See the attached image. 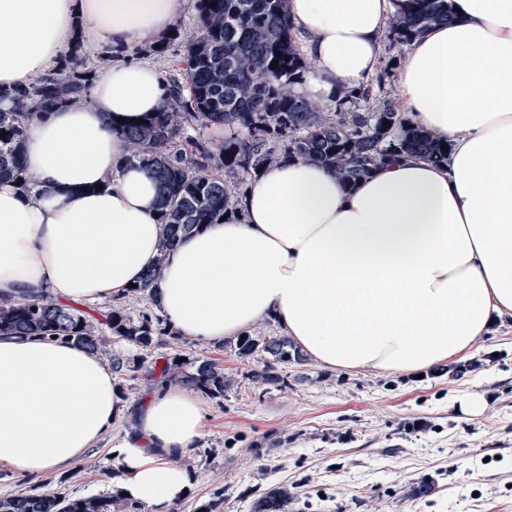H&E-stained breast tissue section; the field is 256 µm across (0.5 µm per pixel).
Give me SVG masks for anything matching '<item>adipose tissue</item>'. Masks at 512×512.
<instances>
[{"label":"adipose tissue","instance_id":"adipose-tissue-1","mask_svg":"<svg viewBox=\"0 0 512 512\" xmlns=\"http://www.w3.org/2000/svg\"><path fill=\"white\" fill-rule=\"evenodd\" d=\"M405 0H287L312 72L333 102L379 69L380 26ZM451 24L416 39L399 74L406 117L450 140L447 163L406 158L347 188L314 162L252 180L244 220L210 224L168 253L155 300L182 335L240 336L272 316L305 353L341 370L415 373L469 358L512 320V0H451ZM183 0H0V109L54 74L74 30L112 55L86 105L30 124L25 190L0 180V301L97 302L139 283L158 253L153 173L122 160L110 121L152 112L166 91L137 45L173 28ZM204 399L158 386L112 450L116 486L170 512L193 480ZM122 408L96 354L0 335V464L32 481L93 447Z\"/></svg>","mask_w":512,"mask_h":512}]
</instances>
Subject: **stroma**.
<instances>
[{
  "instance_id": "1",
  "label": "stroma",
  "mask_w": 512,
  "mask_h": 512,
  "mask_svg": "<svg viewBox=\"0 0 512 512\" xmlns=\"http://www.w3.org/2000/svg\"><path fill=\"white\" fill-rule=\"evenodd\" d=\"M185 360L215 359L234 384L207 398L204 431L184 461L196 480L171 512H200L215 491L224 512H248L249 493L287 483L297 497L288 512H512V328L479 342L473 368H445L423 377L343 371L315 360L289 366L287 390L259 394L235 354L234 341L180 337L156 348ZM480 398L479 414L461 410V397ZM130 427L120 418L104 439L65 471L40 483L0 465V496L32 486L73 497L112 492V444ZM433 483L424 497L414 483Z\"/></svg>"
}]
</instances>
